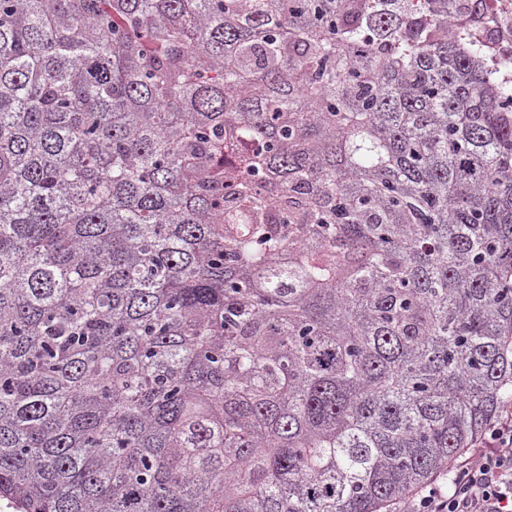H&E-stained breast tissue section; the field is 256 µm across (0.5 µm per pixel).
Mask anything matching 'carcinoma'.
I'll return each instance as SVG.
<instances>
[{"label": "carcinoma", "mask_w": 512, "mask_h": 512, "mask_svg": "<svg viewBox=\"0 0 512 512\" xmlns=\"http://www.w3.org/2000/svg\"><path fill=\"white\" fill-rule=\"evenodd\" d=\"M456 2L0 0V498L382 512L512 403Z\"/></svg>", "instance_id": "cac0c4a2"}]
</instances>
